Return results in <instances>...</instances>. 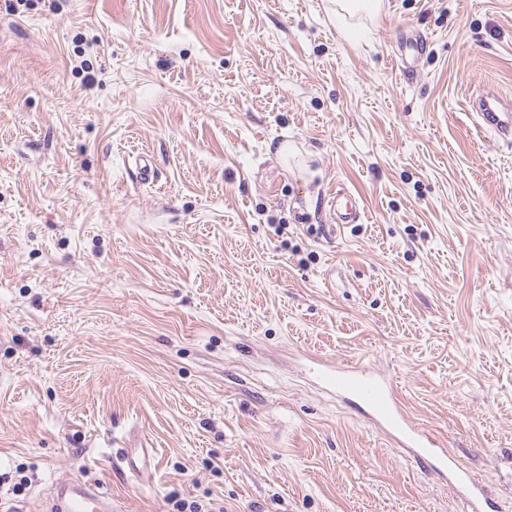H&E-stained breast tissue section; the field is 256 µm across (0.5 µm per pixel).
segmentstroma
Segmentation results:
<instances>
[{
	"label": "stroma",
	"mask_w": 512,
	"mask_h": 512,
	"mask_svg": "<svg viewBox=\"0 0 512 512\" xmlns=\"http://www.w3.org/2000/svg\"><path fill=\"white\" fill-rule=\"evenodd\" d=\"M487 84L512 97V0H0V512L68 478L114 512H466L445 455L512 512ZM326 362L393 382L422 461ZM346 196L350 197L348 193H341V190L336 193V197L332 201L333 212L337 217L339 224H360L365 212L363 209H358L352 202L350 205L347 202L343 205L341 200Z\"/></svg>",
	"instance_id": "stroma-1"
}]
</instances>
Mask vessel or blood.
Returning a JSON list of instances; mask_svg holds the SVG:
<instances>
[{
  "mask_svg": "<svg viewBox=\"0 0 512 512\" xmlns=\"http://www.w3.org/2000/svg\"><path fill=\"white\" fill-rule=\"evenodd\" d=\"M473 108L483 130L512 140V104L487 92L474 101ZM322 379L344 398L362 403L377 422L399 436L404 447H423L425 434L406 418L393 385L338 364L323 371ZM51 508L53 512H112V497L79 481L62 482L54 490Z\"/></svg>",
  "mask_w": 512,
  "mask_h": 512,
  "instance_id": "vessel-or-blood-1",
  "label": "vessel or blood"
}]
</instances>
